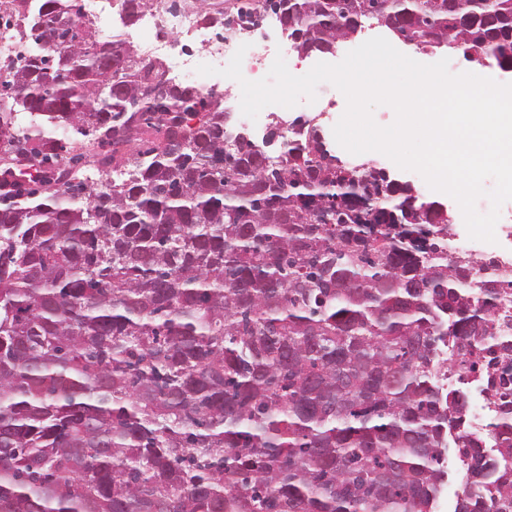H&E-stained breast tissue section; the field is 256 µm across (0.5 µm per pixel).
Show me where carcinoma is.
<instances>
[{
  "instance_id": "carcinoma-1",
  "label": "carcinoma",
  "mask_w": 512,
  "mask_h": 512,
  "mask_svg": "<svg viewBox=\"0 0 512 512\" xmlns=\"http://www.w3.org/2000/svg\"><path fill=\"white\" fill-rule=\"evenodd\" d=\"M39 3L0 73L39 127L0 139L65 181L0 172V512H433L450 440L474 487L454 512L508 507L512 340L484 284L512 281L442 254L444 204L328 161L311 126L277 156L239 143L223 96ZM269 3L304 55L372 21L512 73V0ZM445 342L503 405L491 451L435 381Z\"/></svg>"
}]
</instances>
